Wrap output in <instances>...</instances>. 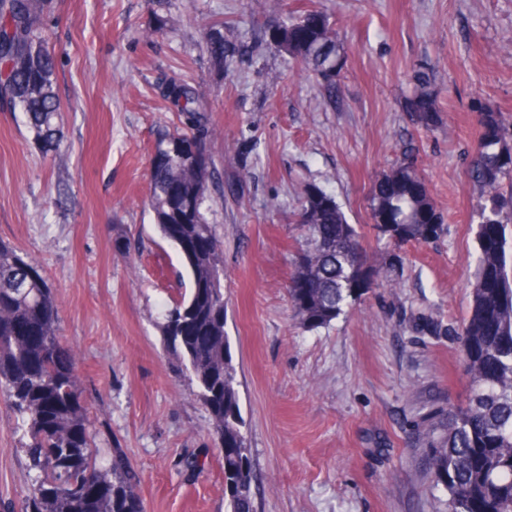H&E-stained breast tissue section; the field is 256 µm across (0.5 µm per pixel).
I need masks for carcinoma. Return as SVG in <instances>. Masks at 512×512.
<instances>
[{
    "label": "carcinoma",
    "instance_id": "1",
    "mask_svg": "<svg viewBox=\"0 0 512 512\" xmlns=\"http://www.w3.org/2000/svg\"><path fill=\"white\" fill-rule=\"evenodd\" d=\"M52 0H0V93L28 118L33 140L51 152L60 141L56 119L61 101L55 91L54 51L38 32ZM267 30L279 34L275 48L325 85L327 101L344 67L335 24L314 29L305 16L289 22L284 0L259 4ZM206 47L214 64L224 62V22L206 24ZM413 95L429 109L411 112L412 122L430 129L437 112L428 81ZM164 97L179 124L163 134L155 151L164 160L150 171L148 205L161 236L177 250L189 292L165 313L162 332L176 369L194 395L211 408V431L224 442L227 512H256L254 465L243 433L237 370L224 333L223 252L206 213L215 171L206 140L216 127L195 91L183 80ZM478 128L499 136L478 137L466 174L478 195L477 270L459 340L469 384L464 404L448 409L446 437L428 459L434 486L447 495L445 512H512V123L489 107L476 112ZM409 148L390 171L374 182L371 219L377 238L398 245L439 236L442 217ZM291 223L300 225L309 248L296 259L289 281L308 284L293 310L299 324L331 323L369 288H397L399 282L369 259L361 234L348 223L335 199L319 188L303 190ZM59 300L41 265L0 240V392L8 420L21 431L27 493L23 512H136L141 476L120 448L108 467L96 462L92 422L83 400L75 353L61 344Z\"/></svg>",
    "mask_w": 512,
    "mask_h": 512
}]
</instances>
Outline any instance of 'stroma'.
Instances as JSON below:
<instances>
[{"label":"stroma","mask_w":512,"mask_h":512,"mask_svg":"<svg viewBox=\"0 0 512 512\" xmlns=\"http://www.w3.org/2000/svg\"><path fill=\"white\" fill-rule=\"evenodd\" d=\"M342 30L336 100L270 45L249 0H52L62 142L43 153L0 96V239L36 259L61 299L101 448L124 449L145 512H224L210 414L173 369L161 331L184 288L176 249L145 200L154 143L181 78L212 112L209 219L224 256V330L238 373L257 512H433L443 490L415 433L468 387L456 337L476 264L465 175L478 106L512 120V0H315ZM230 22L223 66L199 17ZM165 17L174 27L158 28ZM283 79L274 84L271 73ZM430 74L438 123L404 103ZM414 144L444 231L392 250L371 237L373 180ZM333 196L400 286L362 292L330 325L301 328L285 284L308 246L305 187ZM19 438L0 403V512L26 494ZM199 469L192 470L188 461Z\"/></svg>","instance_id":"obj_1"}]
</instances>
